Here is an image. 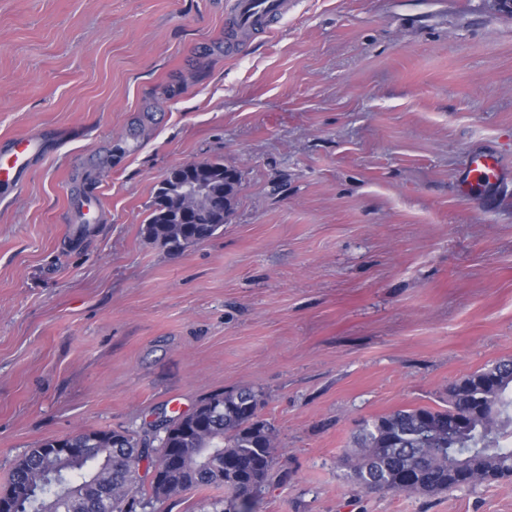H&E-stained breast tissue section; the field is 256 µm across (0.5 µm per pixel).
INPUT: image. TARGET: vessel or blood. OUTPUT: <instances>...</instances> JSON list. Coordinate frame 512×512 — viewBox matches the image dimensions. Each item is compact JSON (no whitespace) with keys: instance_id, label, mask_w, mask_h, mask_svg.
<instances>
[{"instance_id":"b4317fda","label":"vessel or blood","mask_w":512,"mask_h":512,"mask_svg":"<svg viewBox=\"0 0 512 512\" xmlns=\"http://www.w3.org/2000/svg\"><path fill=\"white\" fill-rule=\"evenodd\" d=\"M287 0H235V21L242 27H253L284 16ZM56 130H44L35 135L11 137L0 141V197L20 190L32 166L47 152ZM466 194L481 196L502 172L498 156L475 153L468 159Z\"/></svg>"}]
</instances>
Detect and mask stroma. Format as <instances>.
Instances as JSON below:
<instances>
[{
  "mask_svg": "<svg viewBox=\"0 0 512 512\" xmlns=\"http://www.w3.org/2000/svg\"><path fill=\"white\" fill-rule=\"evenodd\" d=\"M0 0V138L63 136L0 202V487L48 438L141 432L253 389L279 463L256 512H512V480L371 493L363 420L512 359V11L288 0ZM505 174L482 198L468 154ZM242 174L211 239L142 232L189 162ZM288 12L285 0H236L235 21L242 27H253L264 21L278 19Z\"/></svg>",
  "mask_w": 512,
  "mask_h": 512,
  "instance_id": "stroma-1",
  "label": "stroma"
}]
</instances>
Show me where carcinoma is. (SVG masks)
<instances>
[{"label": "carcinoma", "instance_id": "cac0c4a2", "mask_svg": "<svg viewBox=\"0 0 512 512\" xmlns=\"http://www.w3.org/2000/svg\"><path fill=\"white\" fill-rule=\"evenodd\" d=\"M211 193L185 209L174 187L188 175ZM241 173L221 161L175 167L157 188L143 231L170 252L205 241L233 213ZM197 420H170L167 435L112 430L69 436L83 449L61 476L42 483L49 462L46 439L17 460L0 491L33 487L14 512H136L187 491L222 489L200 512H254L257 498L278 464L276 429L259 415L249 389L220 392L201 401ZM512 428V359L473 372L448 388V406L402 408L362 423L355 435L354 477L366 490L434 494L462 486L512 480V448L502 444Z\"/></svg>", "mask_w": 512, "mask_h": 512}]
</instances>
